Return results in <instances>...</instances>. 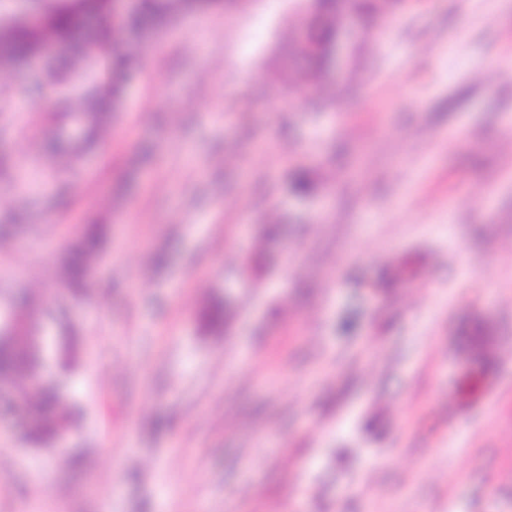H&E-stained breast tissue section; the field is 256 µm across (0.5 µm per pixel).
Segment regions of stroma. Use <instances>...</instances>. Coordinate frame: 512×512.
<instances>
[{
  "mask_svg": "<svg viewBox=\"0 0 512 512\" xmlns=\"http://www.w3.org/2000/svg\"><path fill=\"white\" fill-rule=\"evenodd\" d=\"M390 3L340 9L303 86L310 0L125 33L138 66L71 157L46 144L85 137L59 103L96 67L0 70V310L39 294L83 411L38 446L0 390V512H512V0ZM98 255V239L96 235L87 233L63 260L60 277L71 295L81 296L85 293V271Z\"/></svg>",
  "mask_w": 512,
  "mask_h": 512,
  "instance_id": "stroma-1",
  "label": "stroma"
}]
</instances>
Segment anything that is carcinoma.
Wrapping results in <instances>:
<instances>
[{
    "mask_svg": "<svg viewBox=\"0 0 512 512\" xmlns=\"http://www.w3.org/2000/svg\"><path fill=\"white\" fill-rule=\"evenodd\" d=\"M184 7V0H145L143 11L151 18L163 22L173 11ZM32 11L36 24H30L17 10L0 0V55L12 61L24 60L41 41L55 42L72 49L71 62L78 64L90 59L112 73V91L135 65V53L109 55L114 40V24L102 28L94 41L95 51L75 41L78 17L67 0H33ZM334 37L330 27L311 35V41L299 44L298 49L315 57L319 50ZM73 112H87L90 116V133L102 126L99 94L94 93L70 105ZM99 255L96 235H83L63 260L60 277L73 296L85 293V271ZM44 355L41 326L30 321L26 304L10 306L0 315V386L16 391V400L28 417L27 437L37 443L55 439L78 415V409L61 398L52 386L38 388L26 384L28 377L43 367Z\"/></svg>",
    "mask_w": 512,
    "mask_h": 512,
    "instance_id": "obj_1",
    "label": "carcinoma"
}]
</instances>
